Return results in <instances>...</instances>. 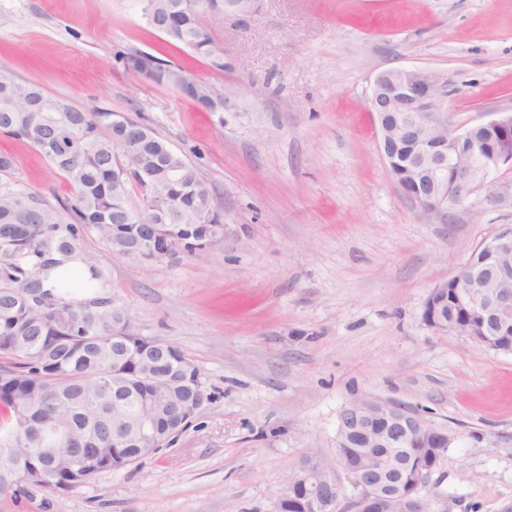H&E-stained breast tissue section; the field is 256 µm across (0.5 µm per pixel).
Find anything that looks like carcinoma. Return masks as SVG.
<instances>
[{"instance_id": "obj_1", "label": "carcinoma", "mask_w": 512, "mask_h": 512, "mask_svg": "<svg viewBox=\"0 0 512 512\" xmlns=\"http://www.w3.org/2000/svg\"><path fill=\"white\" fill-rule=\"evenodd\" d=\"M227 0H147L148 20L165 22L162 33L173 45L207 58L224 69L223 52L212 28L224 23ZM184 71L156 64L151 80L170 85ZM106 112L81 110L54 97L40 86L0 69V133L23 139L39 149L63 174L74 190L60 213L44 201L25 193L0 188V455L22 449L17 432L38 405L42 419L67 435L91 424L100 427L102 471L127 467L140 459V445L112 438L115 415L113 394L122 390L123 426L136 432L137 415L145 405L154 407L156 435L163 443L171 433L170 422L179 417L183 393L176 385H156L146 379V363L152 358L140 352L143 338L130 332L129 350L119 357L112 346V331L130 320L125 307L91 298L93 312L83 316V302H67L44 288L34 270H49L57 254L77 253L84 231L95 232L109 250L124 257L139 235L141 224L155 225L157 243L193 235L201 238V225L221 224L212 211L213 195L196 167L170 148L155 132L124 119L126 139L103 123ZM64 137L67 150L49 152L43 141ZM142 189V203H131V185ZM31 301L19 304L20 294ZM67 310L60 322L45 318L40 298ZM174 373L192 378L196 365L172 348ZM431 453L412 444L404 449V479L415 483L417 473ZM78 468L66 457L38 488L57 493L83 486ZM3 496L17 498L25 485L0 470Z\"/></svg>"}]
</instances>
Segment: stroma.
Wrapping results in <instances>:
<instances>
[{"label": "stroma", "instance_id": "1", "mask_svg": "<svg viewBox=\"0 0 512 512\" xmlns=\"http://www.w3.org/2000/svg\"><path fill=\"white\" fill-rule=\"evenodd\" d=\"M215 28L223 70L147 24L140 0H0V68L79 108L148 124L197 166L224 236L136 264L96 234L100 279L71 289L126 307L134 329L199 368L210 399L167 445L66 492L33 488L0 512H277L302 461L336 460L356 400L399 404L451 443L424 490L432 512H512V354L422 319L432 288L512 226V167L447 223L402 198L367 108L384 70L448 79L455 127L512 110V0H256ZM224 90L208 112L136 78L124 56ZM0 187L63 210L68 182L0 134Z\"/></svg>", "mask_w": 512, "mask_h": 512}]
</instances>
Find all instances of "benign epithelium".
I'll list each match as a JSON object with an SVG mask.
<instances>
[{"instance_id":"1","label":"benign epithelium","mask_w":512,"mask_h":512,"mask_svg":"<svg viewBox=\"0 0 512 512\" xmlns=\"http://www.w3.org/2000/svg\"><path fill=\"white\" fill-rule=\"evenodd\" d=\"M442 73L422 67L398 68L381 72L374 79L367 99L370 111L376 114L379 125V145L382 154L388 153L391 126L401 127L408 135L423 133L429 137L448 136V145L427 151L412 159L407 165L408 182L415 192L397 183L400 194L422 214L441 223L448 221V211L463 205L485 182L490 172L503 165L512 166V155L497 147L488 149L474 139L476 130L496 129L506 132L512 129V113L487 123L460 130L448 124L443 116ZM456 185L457 200L444 204L447 176ZM491 253L512 252V230H502L484 241ZM457 279V299L472 311L479 321L480 331L487 344L497 343L512 328V295L506 291L484 293L482 288L496 281L512 279V269L500 266L485 270L470 264ZM208 395L201 379H196L190 397L191 405L185 421H190L207 401ZM337 444L344 439H360L364 447L348 454L336 449V466L325 468L320 460L310 458L298 468V477L286 479V486L302 482L308 506L314 512H336V504L342 494L340 479L335 467H340L356 491L352 502L354 512H392L399 507L403 512H424L427 500L418 493L407 491L400 479V461L390 452L410 438L427 440L435 448H446L448 434L434 427L421 416L409 413L402 416L398 407L381 401H355L341 413ZM44 444L43 467L31 469L25 466L22 453L0 459V467L14 471L27 483L44 482L46 473L56 463V449L52 445L59 440L58 430L49 424L39 426ZM96 432L89 431L83 437L66 439L73 445V457L79 461L96 455Z\"/></svg>"}]
</instances>
